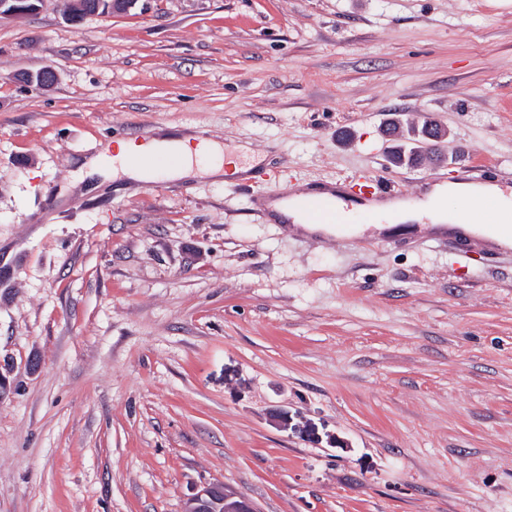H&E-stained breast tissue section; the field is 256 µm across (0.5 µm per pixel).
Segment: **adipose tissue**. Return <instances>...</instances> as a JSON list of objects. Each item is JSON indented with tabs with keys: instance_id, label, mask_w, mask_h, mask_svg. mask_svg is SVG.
<instances>
[{
	"instance_id": "1",
	"label": "adipose tissue",
	"mask_w": 512,
	"mask_h": 512,
	"mask_svg": "<svg viewBox=\"0 0 512 512\" xmlns=\"http://www.w3.org/2000/svg\"><path fill=\"white\" fill-rule=\"evenodd\" d=\"M134 155H147L160 159L165 173L174 179L197 174L223 178L226 171L238 175L246 174L247 168L240 162L226 159L220 143L190 133L162 132L161 136L145 143L118 142L114 151L83 161L75 179L62 187L59 199H68L74 190L91 189L92 177L106 180L125 178L141 181L147 178L150 169L141 164H131ZM490 199L498 207L494 222L476 221L463 223L459 219V203ZM337 228H350L357 223L363 212H376L396 224H412L426 221L432 224H452L466 234L487 235L498 244L512 247V192L494 182H448L427 187L421 197L413 203L390 199L366 205L336 199Z\"/></svg>"
}]
</instances>
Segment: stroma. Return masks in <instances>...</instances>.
Segmentation results:
<instances>
[{
  "label": "stroma",
  "mask_w": 512,
  "mask_h": 512,
  "mask_svg": "<svg viewBox=\"0 0 512 512\" xmlns=\"http://www.w3.org/2000/svg\"><path fill=\"white\" fill-rule=\"evenodd\" d=\"M68 6L0 19V512H185L213 482L257 512H512V249L262 209L380 175L406 202L512 188V0ZM429 119L446 138L397 161ZM170 126L253 178L58 200Z\"/></svg>",
  "instance_id": "stroma-1"
}]
</instances>
